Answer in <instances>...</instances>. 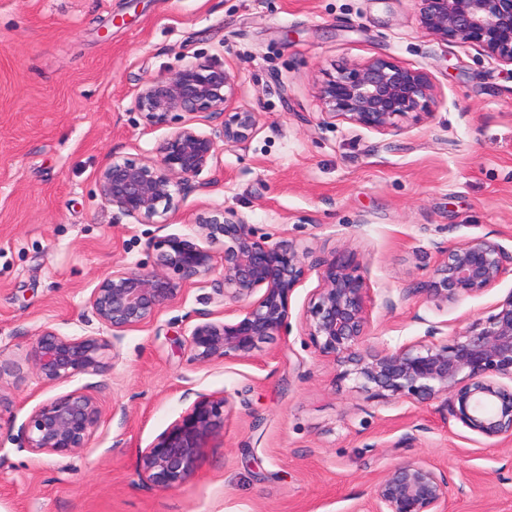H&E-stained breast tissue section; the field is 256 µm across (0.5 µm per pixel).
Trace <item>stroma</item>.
Returning a JSON list of instances; mask_svg holds the SVG:
<instances>
[{
  "mask_svg": "<svg viewBox=\"0 0 512 512\" xmlns=\"http://www.w3.org/2000/svg\"><path fill=\"white\" fill-rule=\"evenodd\" d=\"M375 57L428 73L426 112L396 133L323 122L322 72ZM198 58L229 69L257 130L217 145L203 172L213 187L165 225L136 223L101 199L98 174L115 156L153 157L168 130L147 123L136 94ZM216 207L310 258L354 253L369 344L395 348L433 327L454 338L512 294V268L442 310L418 292L450 246L486 237L512 251V68L426 33L414 0H0V512H370L376 482L408 461L448 473V512H512V439L445 421L436 401L369 397L310 344L313 269L287 334L254 360L193 361L197 313L219 310L205 281L126 332L99 372L37 379L26 355L41 330L102 334L89 305L100 280L151 266L155 240L197 233ZM75 389L102 411L87 448L18 450L9 424ZM213 392L227 400L224 430L194 478L175 490L142 482L139 449ZM410 432L416 442L402 444Z\"/></svg>",
  "mask_w": 512,
  "mask_h": 512,
  "instance_id": "1",
  "label": "stroma"
}]
</instances>
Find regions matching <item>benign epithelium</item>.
Listing matches in <instances>:
<instances>
[{
    "label": "benign epithelium",
    "mask_w": 512,
    "mask_h": 512,
    "mask_svg": "<svg viewBox=\"0 0 512 512\" xmlns=\"http://www.w3.org/2000/svg\"><path fill=\"white\" fill-rule=\"evenodd\" d=\"M421 28L437 39L479 47L512 66V0H415ZM432 86L426 72L373 58L362 65L326 71L317 94L325 117L378 131H399L398 121L425 108ZM235 79L223 65L197 58L174 73L147 79L136 109L151 126L175 114L222 115L221 130L200 131L183 120L142 162L112 158L98 176L99 194L125 217L156 224L194 190L210 182L199 176L215 157L216 138L226 147L245 144L259 113L234 107ZM198 234H168L152 245L149 269L115 266L93 289L92 312L112 331L105 336H65L43 329L30 343L27 363L45 385L100 371L110 342L151 323L187 290L211 279L213 300L224 319L202 313L188 346L199 362L250 361L260 345L288 327L290 298L306 272L308 252L258 237L233 211L210 210ZM512 252L489 238H475L445 252L429 281L416 292L439 310L482 294L499 281ZM319 288L306 310L312 346L345 367L359 388L385 399L419 397L442 401L446 420L487 440L512 439V293L496 312L471 323L451 342L415 340L398 348L365 346L368 288L353 256L332 254L312 263ZM222 393L196 400L157 440L140 450L139 475L168 490L189 483L206 441L224 431ZM100 418L96 398L76 389L37 407L18 428L15 441L32 453L67 455L87 447ZM448 474L423 462L399 464L375 484L373 512H448Z\"/></svg>",
    "instance_id": "7a95c632"
}]
</instances>
